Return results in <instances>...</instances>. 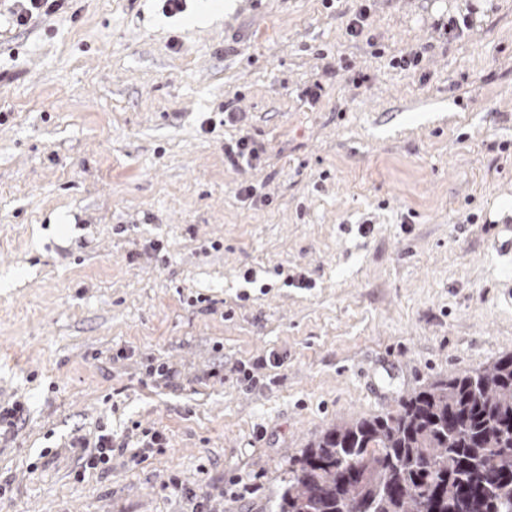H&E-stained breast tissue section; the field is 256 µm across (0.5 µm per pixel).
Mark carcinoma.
<instances>
[{
    "label": "carcinoma",
    "instance_id": "obj_1",
    "mask_svg": "<svg viewBox=\"0 0 512 512\" xmlns=\"http://www.w3.org/2000/svg\"><path fill=\"white\" fill-rule=\"evenodd\" d=\"M512 512V354L341 420L288 466L275 512Z\"/></svg>",
    "mask_w": 512,
    "mask_h": 512
}]
</instances>
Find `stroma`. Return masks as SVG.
I'll return each instance as SVG.
<instances>
[{"instance_id": "1", "label": "stroma", "mask_w": 512, "mask_h": 512, "mask_svg": "<svg viewBox=\"0 0 512 512\" xmlns=\"http://www.w3.org/2000/svg\"><path fill=\"white\" fill-rule=\"evenodd\" d=\"M463 4L472 30L439 39ZM163 5L67 0L24 31L0 9V399L28 402L0 437V512H190L173 477L273 512L337 419L512 353V215L493 212L512 195V0H372L366 40L345 34L358 0ZM412 49L422 72L390 67ZM243 133L259 169L224 163ZM272 352L241 387L235 365ZM151 357L178 387L146 378ZM136 423L163 448L75 480L58 444Z\"/></svg>"}]
</instances>
